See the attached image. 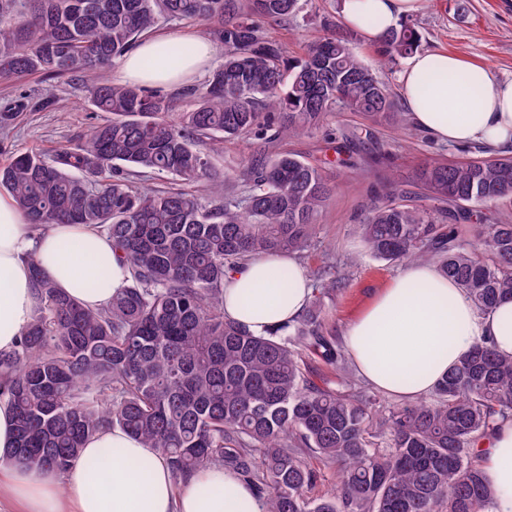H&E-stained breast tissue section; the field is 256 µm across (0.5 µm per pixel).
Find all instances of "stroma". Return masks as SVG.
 <instances>
[{
	"mask_svg": "<svg viewBox=\"0 0 512 512\" xmlns=\"http://www.w3.org/2000/svg\"><path fill=\"white\" fill-rule=\"evenodd\" d=\"M339 0H302L300 11L288 20L269 25L268 30L283 44L288 56H303L310 46L330 31L347 32L354 51L385 82L398 112L406 106L399 73L407 60L394 58L379 65L375 45L357 31L346 30L338 11ZM410 23L420 35L424 51H445L481 65L499 80H512V0H422ZM92 75L65 77L47 82L33 74L0 81V100L27 93L40 98L46 88H54L55 106L19 114L4 141L0 142V164L19 152L51 153L59 144L84 137L90 126L101 120L90 101ZM371 138L386 158L380 162L357 155L353 164L336 163L335 148L347 136ZM212 156L218 172L239 170L258 150L269 154L292 153L319 165L333 192L318 217L317 234L298 259L307 272L331 266L345 287L335 300L325 303V320L336 336H343L346 325L400 271L397 263L371 257L357 226L365 207L385 199L392 190L403 191L405 203L420 204L426 190L418 180L419 167L433 159L463 161L483 158L482 148L437 144L424 136L411 121L403 124H372L357 113L337 109L319 128L298 136L262 143L250 136L225 141L213 148L210 141L200 144Z\"/></svg>",
	"mask_w": 512,
	"mask_h": 512,
	"instance_id": "35a3bbf8",
	"label": "stroma"
}]
</instances>
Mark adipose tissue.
<instances>
[{
  "mask_svg": "<svg viewBox=\"0 0 512 512\" xmlns=\"http://www.w3.org/2000/svg\"><path fill=\"white\" fill-rule=\"evenodd\" d=\"M421 0H340L345 24L380 42ZM183 47L170 63L171 47ZM215 56L199 36L150 37L120 62L124 81L171 88L203 76ZM412 124L431 140L512 150V81L445 52L409 58L399 74ZM86 306L105 305L127 284L126 265L109 239L85 224L34 227L0 198V351L12 350L32 318V266ZM312 294L293 255L259 256L224 281V316L257 335L292 324ZM490 339L512 355V300L478 309L467 293L427 262L406 264L345 329L357 372L381 393L416 401L431 393L473 344ZM481 464L496 492L495 512H512V419L485 440ZM0 486L16 512H264L255 489L211 467L179 479L155 449L118 427L89 440L65 474L0 466Z\"/></svg>",
  "mask_w": 512,
  "mask_h": 512,
  "instance_id": "ef3b65f1",
  "label": "adipose tissue"
}]
</instances>
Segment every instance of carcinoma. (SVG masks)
Here are the masks:
<instances>
[{
	"label": "carcinoma",
	"mask_w": 512,
	"mask_h": 512,
	"mask_svg": "<svg viewBox=\"0 0 512 512\" xmlns=\"http://www.w3.org/2000/svg\"><path fill=\"white\" fill-rule=\"evenodd\" d=\"M299 8L300 0H0V78L98 74L90 95L108 114L79 142L14 154L0 166V192L31 224L98 228L129 270L127 286L92 309L29 258L37 306L16 347L0 352V399L15 410L6 462L63 474L86 441L117 426L178 478L234 471L264 512H491L495 492L473 449L512 418V355L477 343L429 398L386 406L350 383L317 380L315 362L348 373L324 323V299L341 292L326 271L283 330L256 335L224 318L229 272L252 257L300 253L314 238L331 192L318 166L288 153L252 157L239 174L245 193L211 205L129 180L150 172L215 187L222 180L197 148L203 138L262 139L275 123L272 138L291 137L341 105L377 124L397 116L346 35L335 31L290 60L257 22ZM162 19L208 23L225 50L194 91L195 108L176 118L168 96L101 77ZM419 43L403 23L379 49L406 57ZM55 104L50 91L3 100L0 135L19 113ZM420 180L436 206H367L358 228L369 253L434 263L479 309L512 300V224L489 211L512 199V156L434 160ZM474 219L481 257L460 241V225ZM328 470L336 486L309 496Z\"/></svg>",
	"instance_id": "obj_1"
}]
</instances>
